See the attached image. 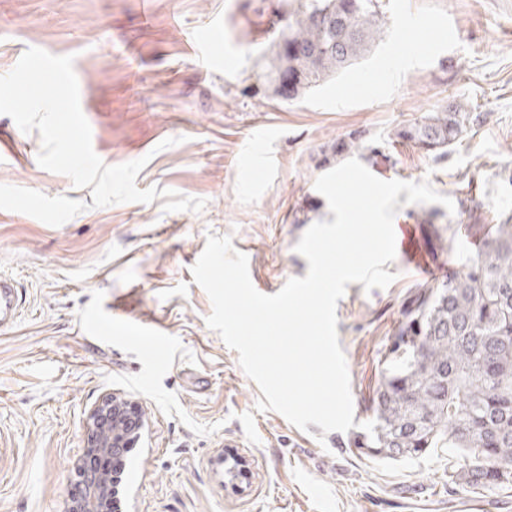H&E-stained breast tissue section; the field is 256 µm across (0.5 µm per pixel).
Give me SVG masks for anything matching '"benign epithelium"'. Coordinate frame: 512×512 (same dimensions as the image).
<instances>
[{
	"label": "benign epithelium",
	"mask_w": 512,
	"mask_h": 512,
	"mask_svg": "<svg viewBox=\"0 0 512 512\" xmlns=\"http://www.w3.org/2000/svg\"><path fill=\"white\" fill-rule=\"evenodd\" d=\"M141 428V413L131 401L117 393L99 399L87 415V446L78 463L80 491L71 496L66 512H108L117 504L121 469L110 463L135 447Z\"/></svg>",
	"instance_id": "1"
}]
</instances>
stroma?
Masks as SVG:
<instances>
[{
  "mask_svg": "<svg viewBox=\"0 0 512 512\" xmlns=\"http://www.w3.org/2000/svg\"><path fill=\"white\" fill-rule=\"evenodd\" d=\"M278 0H0V75L23 52L74 58L95 153L108 165L141 157L139 189L206 199L167 212L162 199L93 207L90 189L37 162L39 132L0 115V184L63 195L87 210L59 227L0 210V275L20 315L0 328V512H65L79 477L90 409L116 392L144 418L125 458L122 512H455L470 498L512 512V488L448 481L456 451L379 460L357 446L404 312L422 279L402 257L395 279L337 303L355 426L301 431L274 411L207 324V293L191 268L208 235L247 255L263 293H277L308 262L304 232L333 221L316 179L341 164L336 141L360 135L358 159L376 177L429 180L440 194L483 207L477 226L440 204H407L412 261L436 281L477 255L485 227L512 213V0H389L385 40L306 96L284 102L258 79ZM217 38L202 55L196 35ZM469 103L483 120L448 158L397 141L404 125ZM276 134L259 141L258 130ZM178 143L160 149L164 139ZM272 153L271 170L259 165ZM449 238L451 251L435 246ZM240 463L235 483L227 462Z\"/></svg>",
  "mask_w": 512,
  "mask_h": 512,
  "instance_id": "1",
  "label": "stroma"
}]
</instances>
